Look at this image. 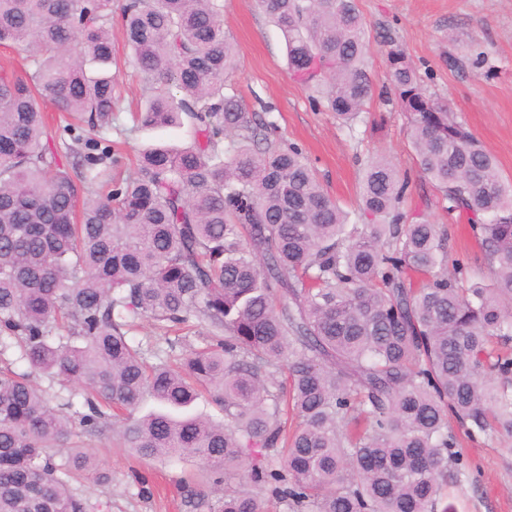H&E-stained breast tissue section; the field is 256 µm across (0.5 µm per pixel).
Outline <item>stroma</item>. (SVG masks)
<instances>
[{"label":"stroma","mask_w":512,"mask_h":512,"mask_svg":"<svg viewBox=\"0 0 512 512\" xmlns=\"http://www.w3.org/2000/svg\"><path fill=\"white\" fill-rule=\"evenodd\" d=\"M366 22L369 69L377 85L387 83L386 42L396 39L417 68L424 86L449 101L474 136L494 155L502 175L512 180V0H357ZM224 28L232 36L237 69L226 77L250 108L273 106L275 140L297 145L318 180L345 211L360 200L367 161L384 155L399 172L412 176L403 210L446 225L448 257L462 260L473 281L492 270L465 218L448 221L433 185L418 174L416 153L405 113L372 99L356 126L340 124L314 107L305 88L293 79L281 32L255 0H223ZM112 47L117 64L119 102L112 114L115 156L123 171L134 168L138 150L190 140L189 125L146 128L135 114L145 101L144 83L122 34L120 13L112 15ZM461 454L453 489L454 512H512V440L496 433L468 435L455 428ZM111 471L112 481L87 480L75 487L89 512H194L183 492L185 480L196 489L206 481L189 462L165 463L141 458L119 447L111 430L77 440Z\"/></svg>","instance_id":"obj_1"}]
</instances>
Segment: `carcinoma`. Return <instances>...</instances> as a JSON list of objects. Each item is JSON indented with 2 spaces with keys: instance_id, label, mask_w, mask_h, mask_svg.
Segmentation results:
<instances>
[{
  "instance_id": "cac0c4a2",
  "label": "carcinoma",
  "mask_w": 512,
  "mask_h": 512,
  "mask_svg": "<svg viewBox=\"0 0 512 512\" xmlns=\"http://www.w3.org/2000/svg\"><path fill=\"white\" fill-rule=\"evenodd\" d=\"M258 5L312 102L354 124L373 94L356 0ZM122 17L149 92L137 122L193 127L127 177L109 138L112 0H0V46L27 60L0 64V512H88L71 481L112 476L55 449L109 427L141 457L200 461L210 489L185 493L206 512H453L451 422L512 436V353L494 348L512 340V183L389 40L386 102L494 268L471 284L462 261L448 272L443 225L404 222L391 160L367 163L351 216L271 141V108L225 90L222 0H127ZM40 100L74 122L50 125ZM144 318L208 342L177 337L181 366L151 365L128 338ZM36 374L80 385L87 411ZM147 395L165 410L135 416Z\"/></svg>"
}]
</instances>
